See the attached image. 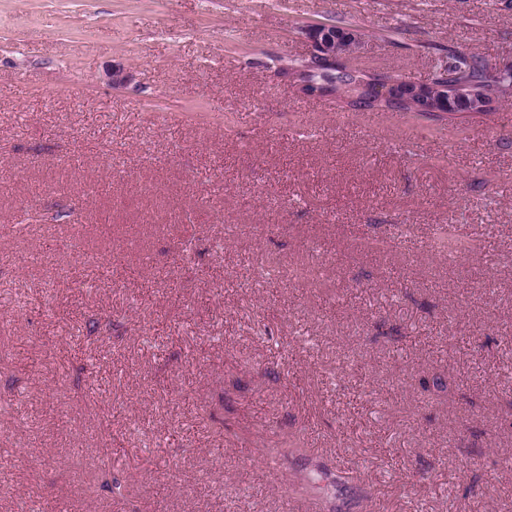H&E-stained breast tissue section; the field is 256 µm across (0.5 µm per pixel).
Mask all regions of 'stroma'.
<instances>
[{
  "label": "stroma",
  "mask_w": 512,
  "mask_h": 512,
  "mask_svg": "<svg viewBox=\"0 0 512 512\" xmlns=\"http://www.w3.org/2000/svg\"><path fill=\"white\" fill-rule=\"evenodd\" d=\"M316 23L512 64V0H0V512H512V101L305 95Z\"/></svg>",
  "instance_id": "1"
}]
</instances>
